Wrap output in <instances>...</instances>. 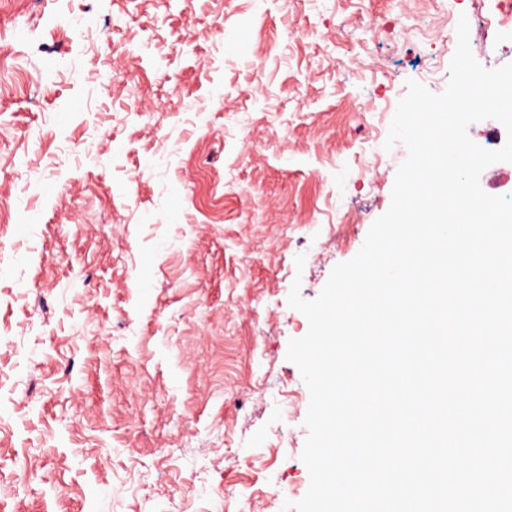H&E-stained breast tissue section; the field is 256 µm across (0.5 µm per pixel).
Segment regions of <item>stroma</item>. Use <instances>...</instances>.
Segmentation results:
<instances>
[{
  "label": "stroma",
  "mask_w": 512,
  "mask_h": 512,
  "mask_svg": "<svg viewBox=\"0 0 512 512\" xmlns=\"http://www.w3.org/2000/svg\"><path fill=\"white\" fill-rule=\"evenodd\" d=\"M444 2L0 0V512L303 498L288 296L388 210L407 82L448 84ZM454 8L512 63L488 0Z\"/></svg>",
  "instance_id": "1"
}]
</instances>
